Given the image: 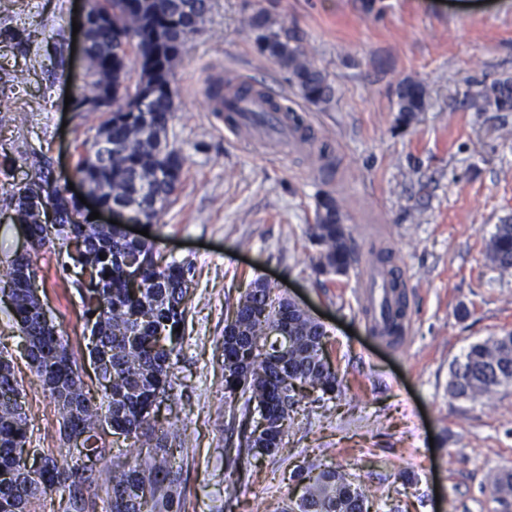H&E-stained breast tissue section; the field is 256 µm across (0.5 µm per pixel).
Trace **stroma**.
<instances>
[{"label": "stroma", "mask_w": 512, "mask_h": 512, "mask_svg": "<svg viewBox=\"0 0 512 512\" xmlns=\"http://www.w3.org/2000/svg\"><path fill=\"white\" fill-rule=\"evenodd\" d=\"M84 0H0V276L24 240L12 196L45 153L58 183L101 116H77L66 93L82 85L72 18ZM267 11L298 34L336 88L327 106L306 104L288 74L259 54L246 19ZM31 38L19 51L8 32ZM24 71L17 83L11 76ZM252 76L287 92L307 139L280 154L242 145L209 109L217 78ZM512 80V0H210L203 31L173 70L176 116L169 139L186 158L173 201L148 227L166 257L191 261L185 337L171 370L161 424L173 442L187 512H271L299 495L296 467L341 468L371 512H505L491 477L512 471V384L456 399L448 372L470 344L512 334V269L492 266L487 245L512 221V112L469 105L471 95ZM413 80L427 104L398 124L396 91ZM332 193L350 235L340 277L317 274L310 238L323 193ZM62 254L34 257L40 299L92 396L100 384L83 336L79 286ZM402 266L410 321L403 345L377 334L360 291L366 267ZM319 319L342 392H315L295 408L276 456L228 464L244 429L243 399L224 398L219 342L226 304L255 279ZM24 336L0 299V354L21 388L30 443L39 456L68 454L61 417L33 373Z\"/></svg>", "instance_id": "35a3bbf8"}]
</instances>
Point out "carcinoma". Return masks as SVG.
I'll use <instances>...</instances> for the list:
<instances>
[{"mask_svg": "<svg viewBox=\"0 0 512 512\" xmlns=\"http://www.w3.org/2000/svg\"><path fill=\"white\" fill-rule=\"evenodd\" d=\"M90 12L103 18L85 31L86 66L78 96L99 99L103 121L92 143H82L74 174L89 194L110 207L122 204L130 218L152 223L171 203L182 184L186 159L170 144L169 124L175 117L171 87L173 65L185 44L203 30L207 0H89ZM247 26L257 32L258 52L288 73L297 95L316 107L329 105L335 95L328 75L310 59L301 39L288 34L264 11L251 15ZM139 61V79L129 82L128 62ZM207 93L224 109H233L226 84L215 81ZM398 121L409 123L425 109V89L404 81L397 88ZM477 110L489 105L512 110V82L499 81L471 98ZM30 184L14 194L15 221L32 229L34 250L81 244L74 263L87 274L83 291L86 326L90 330L91 360L110 375L100 404L88 397L67 340L42 317L37 295L36 267L31 257L11 261L0 279V295L10 303L15 322L28 342L30 366L57 403L66 440L83 438L86 458H100L95 446L97 426L155 448L151 460H134L102 479L101 492L109 512H185L173 488L178 477L168 443L176 439L158 431L155 409L171 386L173 352L181 339L176 328L184 325L192 262L162 261L154 241L127 238L115 224H96L89 213L51 176V161L36 160ZM312 238L321 247L317 271L334 275L347 270L348 234L335 197L319 199ZM139 258L141 269L133 278L125 258ZM487 257L495 266L512 267V224H500L491 238ZM234 322L225 329L239 336L220 338L224 370L236 366L244 375H224V393L241 394L245 404L255 403L266 429L254 426L245 439L246 451L272 456L281 448L289 427V408L301 390L341 391L342 381L324 361L326 331L296 309L286 298L274 299L268 285L256 280L227 305ZM288 326V341L276 344L269 336L279 324ZM512 383V334L470 346L463 360L449 371L448 393L473 399ZM28 443L19 383L10 360L0 354V512H32L37 494L63 488L68 491L64 512H88L82 492L86 466L43 455V466L30 471L23 460ZM295 476L306 481L295 502L297 512H362L367 504L361 488L338 469Z\"/></svg>", "mask_w": 512, "mask_h": 512, "instance_id": "obj_1", "label": "carcinoma"}]
</instances>
